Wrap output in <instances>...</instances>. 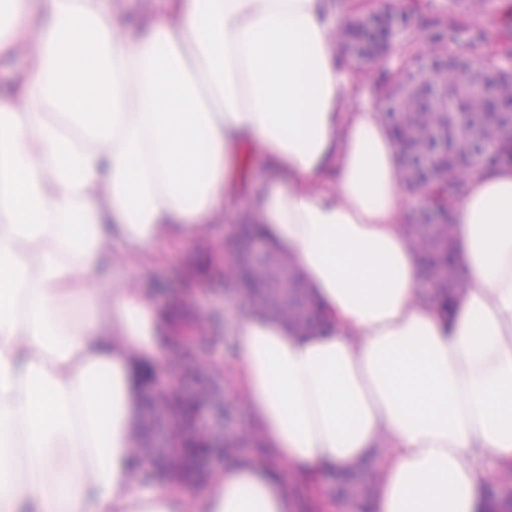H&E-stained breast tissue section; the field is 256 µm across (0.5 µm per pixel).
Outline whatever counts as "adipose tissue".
I'll return each mask as SVG.
<instances>
[{
    "mask_svg": "<svg viewBox=\"0 0 512 512\" xmlns=\"http://www.w3.org/2000/svg\"><path fill=\"white\" fill-rule=\"evenodd\" d=\"M325 0H0V512H297L279 471H343L383 449L369 512H478L512 468V164L452 206L465 291L417 288L399 147L356 103ZM251 205L326 327L235 315L228 391L276 461L201 492L143 484L135 362L168 331L144 289L95 278ZM109 383L98 386L101 375ZM234 176L243 187L244 198L239 207L243 208L261 193L265 184L266 170L262 154L250 145L244 146L237 158Z\"/></svg>",
    "mask_w": 512,
    "mask_h": 512,
    "instance_id": "obj_1",
    "label": "adipose tissue"
}]
</instances>
